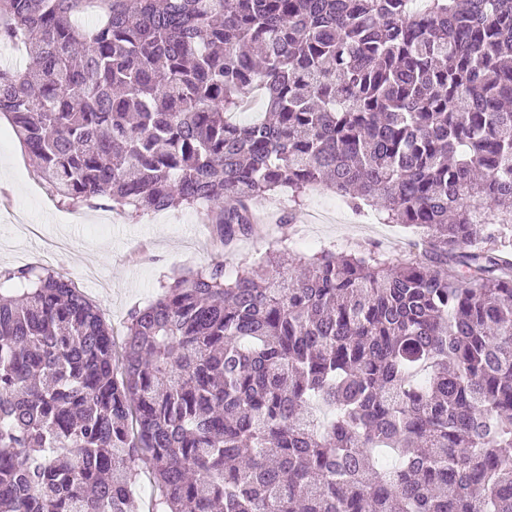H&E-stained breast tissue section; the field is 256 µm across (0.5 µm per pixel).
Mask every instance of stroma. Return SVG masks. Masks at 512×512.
Instances as JSON below:
<instances>
[{
	"label": "stroma",
	"mask_w": 512,
	"mask_h": 512,
	"mask_svg": "<svg viewBox=\"0 0 512 512\" xmlns=\"http://www.w3.org/2000/svg\"><path fill=\"white\" fill-rule=\"evenodd\" d=\"M0 189L12 205L23 209L32 227L19 232L0 209V268L18 269L47 260L98 307L115 337H122L129 311L153 300L171 278L223 259L227 266L249 263L276 240L241 239L234 251L219 255L201 211L195 208L149 212L138 217L106 208H82V221H72L68 207L50 196L33 171L8 123H0ZM289 269L299 256L321 247L337 252L377 250L394 261L408 258L415 234L400 224H382L358 216L345 200L328 190L307 192L293 211Z\"/></svg>",
	"instance_id": "stroma-1"
}]
</instances>
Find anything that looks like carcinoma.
Masks as SVG:
<instances>
[{
  "instance_id": "obj_1",
  "label": "carcinoma",
  "mask_w": 512,
  "mask_h": 512,
  "mask_svg": "<svg viewBox=\"0 0 512 512\" xmlns=\"http://www.w3.org/2000/svg\"><path fill=\"white\" fill-rule=\"evenodd\" d=\"M0 42L61 204L202 205L229 251L322 187L420 236L290 271L283 234L119 352L59 272L0 270V512H132L144 461L149 512H512V0H0ZM267 199L272 200L266 201ZM288 199V190L277 191L273 195L259 200L255 205V211L265 215L267 209L270 208L273 210L274 224H276V220L278 221V224H281V218L285 212H288V206L293 205V203L288 201Z\"/></svg>"
}]
</instances>
